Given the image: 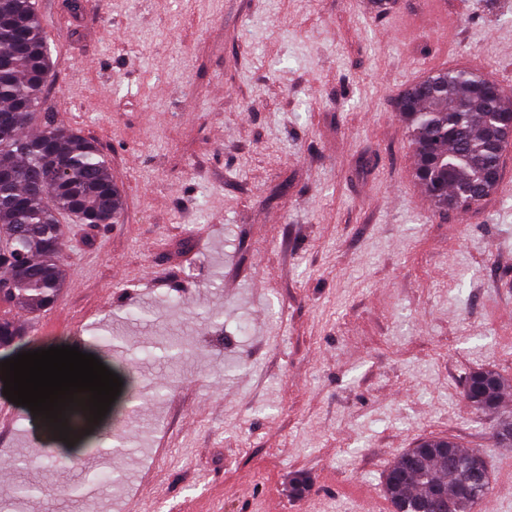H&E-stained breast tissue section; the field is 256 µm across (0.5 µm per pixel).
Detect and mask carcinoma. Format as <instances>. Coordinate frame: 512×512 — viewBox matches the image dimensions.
<instances>
[{
	"label": "carcinoma",
	"instance_id": "carcinoma-1",
	"mask_svg": "<svg viewBox=\"0 0 512 512\" xmlns=\"http://www.w3.org/2000/svg\"><path fill=\"white\" fill-rule=\"evenodd\" d=\"M51 74L47 43L33 0H0V121L12 123L0 135V357L23 343L24 332L7 314L36 313L53 305L64 284L65 215L87 224H115L122 195L110 175V160L80 132L41 114ZM488 80L463 69L439 71L406 89L399 110L409 130L418 165L416 177L441 210L465 211L485 202L501 178L498 145L512 141V89L493 93ZM43 120L35 135L24 130ZM505 389L495 372L477 368L467 376L466 395L475 410L498 404ZM89 392L58 418L41 416L49 431L77 422L89 408ZM418 461L407 470L408 457ZM480 468L483 481L475 480ZM447 489V512H475L490 491L487 463L478 450L451 439H427L400 455L384 478L394 512H425L433 489Z\"/></svg>",
	"mask_w": 512,
	"mask_h": 512
}]
</instances>
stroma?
<instances>
[{
  "label": "stroma",
  "mask_w": 512,
  "mask_h": 512,
  "mask_svg": "<svg viewBox=\"0 0 512 512\" xmlns=\"http://www.w3.org/2000/svg\"><path fill=\"white\" fill-rule=\"evenodd\" d=\"M35 6L42 109L109 157L123 213L66 223L56 303L17 318L122 386L34 445L39 416L0 394V512H392L386 471L440 436L484 455L481 512H512V146L503 186L445 215L398 109L439 70L512 86V0ZM109 335L187 353L129 364ZM476 368L508 386L479 418ZM22 481L43 495L9 498Z\"/></svg>",
  "instance_id": "stroma-1"
}]
</instances>
